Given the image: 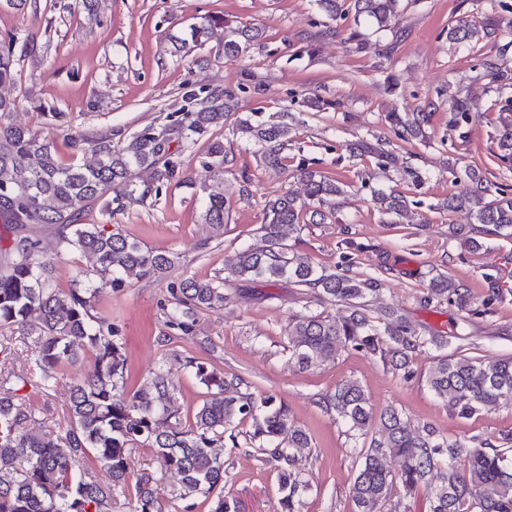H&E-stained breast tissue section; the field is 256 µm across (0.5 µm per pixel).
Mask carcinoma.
<instances>
[{
  "label": "carcinoma",
  "instance_id": "carcinoma-1",
  "mask_svg": "<svg viewBox=\"0 0 512 512\" xmlns=\"http://www.w3.org/2000/svg\"><path fill=\"white\" fill-rule=\"evenodd\" d=\"M328 18L338 20L349 11L371 19L379 29L392 28L399 0H315ZM215 20L194 26V46L208 40ZM499 24L476 27L465 21L448 29L454 43L494 39ZM262 39L258 28L235 26L224 40V59L234 61ZM17 38L0 43V85L16 78ZM484 76L503 94L512 90V69L498 59L482 62ZM207 106L195 109L196 95L188 97L181 118L158 127H146L125 142L112 137L93 141L97 161L92 166L59 164L52 141L26 127L5 122L14 102L0 97V251L7 261L0 267V331L20 327L26 331L39 370L36 380L21 378L26 386L49 392L61 368L77 359L75 346L86 343L96 352L94 372L77 380L71 389L69 419L64 434L52 436L38 429L35 411L26 394L0 397V512H112L114 496L123 495L129 512H165L154 497L152 484L168 476L177 478L171 497L192 512L194 500L213 501L212 512H238L236 502L224 498V440L240 447L234 424L250 418L254 432L249 444L261 461L277 472L282 512H298L309 479L301 468L303 451L312 447L309 434L297 426L286 406L273 395H257L238 376L216 379L203 364H189L207 387L192 418L182 420L172 407L174 387L162 368L152 372L149 385L129 391L126 360L119 328L107 317L92 313L91 301L102 288L119 289L133 280L161 279L174 267L176 256L157 253L128 240L105 224H84V208L104 201V211L121 210L160 195L181 178V155L213 127L235 116L232 132L256 148L260 161L280 168L288 161L291 126L300 121L295 112L283 111L268 119L239 111L240 95L250 89L200 88ZM471 102L455 100L448 123L458 128L470 120ZM430 113L390 112L387 120L403 140L425 141ZM494 141L496 157L512 166V96L500 107ZM383 140L361 139L348 146L349 157L373 154L387 171L395 154ZM232 164L224 142L209 141L200 156L204 169ZM149 178L135 181L134 171ZM296 177L304 196L284 192L266 201L260 225L261 244L235 252L226 260L224 274L207 280L186 277L169 288L174 308L166 325L182 335L192 333L195 315L216 310L231 300L229 286L236 281H283L317 303L343 308L333 317L305 310L288 320V362L304 370L336 359L349 350L378 355L413 378L414 357L435 350L426 385L455 414L470 419L485 409L512 403V356L474 360L463 354H442L448 346L442 336L418 328L396 310L386 307L378 318L369 314L367 298L380 295L376 278L359 279L347 270L319 267L310 257L288 247L310 224H332L347 185L300 162ZM468 186L437 203L447 212L468 211L475 223L512 235V196L506 190L489 200L491 184L476 172L467 174ZM372 202L387 224H400L410 211L408 198L395 191L372 190ZM228 199L221 190L209 193L204 223L222 230ZM56 227L60 245L92 258L91 268H79L73 286L55 287L50 262L42 256L39 240L21 233L33 225ZM449 235L478 248L464 224L448 225ZM422 299L454 302L467 314L487 312L492 298L476 304L467 290L446 275L430 279ZM326 409L345 422L352 439L361 445L360 464L350 486L352 512H387L395 492H426L429 512H512V432L501 444L470 446L450 439L431 424H411L390 406L376 415L364 389L344 381L326 397ZM152 448L160 469L134 472L131 453ZM101 466L108 481L90 472Z\"/></svg>",
  "mask_w": 512,
  "mask_h": 512
}]
</instances>
